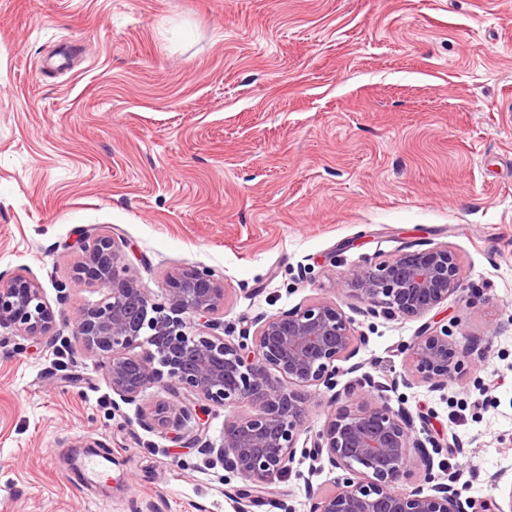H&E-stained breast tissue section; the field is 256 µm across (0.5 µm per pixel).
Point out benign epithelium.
<instances>
[{
	"label": "benign epithelium",
	"instance_id": "obj_1",
	"mask_svg": "<svg viewBox=\"0 0 512 512\" xmlns=\"http://www.w3.org/2000/svg\"><path fill=\"white\" fill-rule=\"evenodd\" d=\"M74 278L92 288L109 286L95 304L83 308L73 336L80 346L108 358L112 392L125 403L145 402L140 423L147 428L179 427L194 420L190 445L215 457L227 472L239 512H249L255 494L289 473L296 458L340 470L331 490L309 488V512H512L509 500H477L463 495L458 476L434 471V456L448 444L425 434L386 393L424 383L433 391L457 379L476 350V340L460 344L453 330L425 323L403 346L409 364L384 384L363 373L358 395L347 393L323 428L301 440L312 396L336 388L339 363L356 355L365 337L331 300L301 305L258 320L235 339L219 315L228 293L207 269L169 272L164 300L155 299L125 262L110 236L84 235ZM337 291L364 308L365 316L420 318L461 291L459 260L446 246L406 251L393 259L365 264L338 279ZM14 327L31 340L51 335L54 310L41 285L17 274L0 276V327ZM169 398L156 399L151 389ZM249 405L253 412L239 415ZM212 407L234 412L224 419L220 443L203 440Z\"/></svg>",
	"mask_w": 512,
	"mask_h": 512
}]
</instances>
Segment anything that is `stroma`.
<instances>
[{
  "label": "stroma",
  "instance_id": "stroma-1",
  "mask_svg": "<svg viewBox=\"0 0 512 512\" xmlns=\"http://www.w3.org/2000/svg\"><path fill=\"white\" fill-rule=\"evenodd\" d=\"M87 234L159 299L170 270H210L229 337L340 301L384 383L424 320L454 323L486 359L391 403L448 443L467 496H512V0H0V274L56 313L38 341L0 328V512H238L221 465L64 344L105 295L72 276ZM439 245L463 290L426 319L339 300L332 273ZM76 438L111 452L108 496L67 481ZM334 478L295 462L250 512H308Z\"/></svg>",
  "mask_w": 512,
  "mask_h": 512
}]
</instances>
